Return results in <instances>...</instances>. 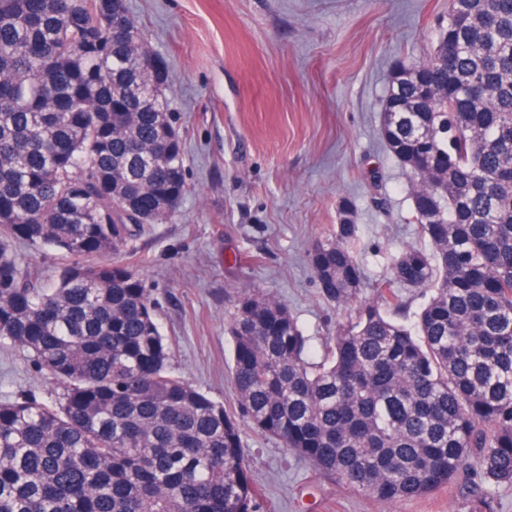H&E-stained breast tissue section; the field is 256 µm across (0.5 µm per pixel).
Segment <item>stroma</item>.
<instances>
[{
    "label": "stroma",
    "instance_id": "obj_1",
    "mask_svg": "<svg viewBox=\"0 0 512 512\" xmlns=\"http://www.w3.org/2000/svg\"><path fill=\"white\" fill-rule=\"evenodd\" d=\"M450 0H126L168 71L184 138L187 193L175 215L135 231L114 261L143 281L176 373L233 407L232 342L224 323L237 294L262 290L294 313L321 359L350 318L326 303L308 253L357 208L371 297L389 260L424 246L409 179L379 135L396 62L429 60ZM383 206H375V198ZM61 386L0 347V398L45 399ZM259 512H471L465 482L376 502L343 487L273 439L246 433Z\"/></svg>",
    "mask_w": 512,
    "mask_h": 512
}]
</instances>
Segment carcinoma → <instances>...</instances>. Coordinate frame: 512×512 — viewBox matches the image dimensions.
Wrapping results in <instances>:
<instances>
[{
	"label": "carcinoma",
	"mask_w": 512,
	"mask_h": 512,
	"mask_svg": "<svg viewBox=\"0 0 512 512\" xmlns=\"http://www.w3.org/2000/svg\"><path fill=\"white\" fill-rule=\"evenodd\" d=\"M124 0H0V344L62 384L0 400V512H256L244 429L382 503L512 483V0H451L379 130L429 250L362 300L357 210L309 260L354 315L310 359L274 296L225 330L237 409L171 368L142 279L110 255L186 193L183 136ZM60 260L38 285L21 246ZM428 299L410 327L397 289Z\"/></svg>",
	"instance_id": "cac0c4a2"
}]
</instances>
